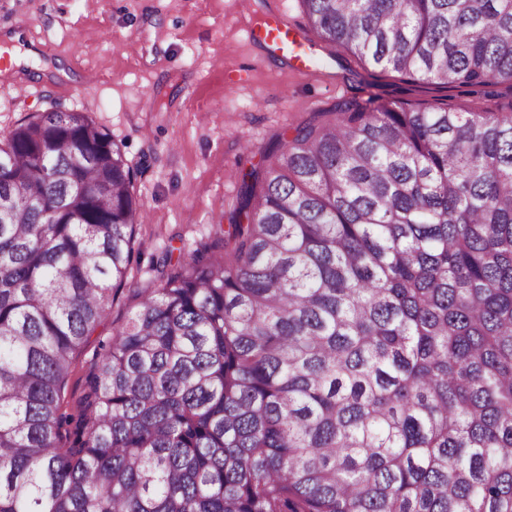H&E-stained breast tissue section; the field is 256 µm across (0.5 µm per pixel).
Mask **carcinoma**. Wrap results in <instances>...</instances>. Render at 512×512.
Masks as SVG:
<instances>
[{
    "label": "carcinoma",
    "instance_id": "cac0c4a2",
    "mask_svg": "<svg viewBox=\"0 0 512 512\" xmlns=\"http://www.w3.org/2000/svg\"><path fill=\"white\" fill-rule=\"evenodd\" d=\"M300 3L374 68L512 81V0ZM265 159L104 338L133 169L83 112L0 139V512H512V112L370 97Z\"/></svg>",
    "mask_w": 512,
    "mask_h": 512
}]
</instances>
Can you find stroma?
Wrapping results in <instances>:
<instances>
[{
  "mask_svg": "<svg viewBox=\"0 0 512 512\" xmlns=\"http://www.w3.org/2000/svg\"><path fill=\"white\" fill-rule=\"evenodd\" d=\"M306 27L299 0H0V137L27 117L84 111L135 171L144 212L136 260L111 318L150 285L152 256L189 257L227 223L242 171L292 125L369 95L427 109L512 110V82L455 87L361 62L309 33L305 74L251 37L266 15ZM18 42H6L9 34Z\"/></svg>",
  "mask_w": 512,
  "mask_h": 512,
  "instance_id": "obj_1",
  "label": "stroma"
}]
</instances>
